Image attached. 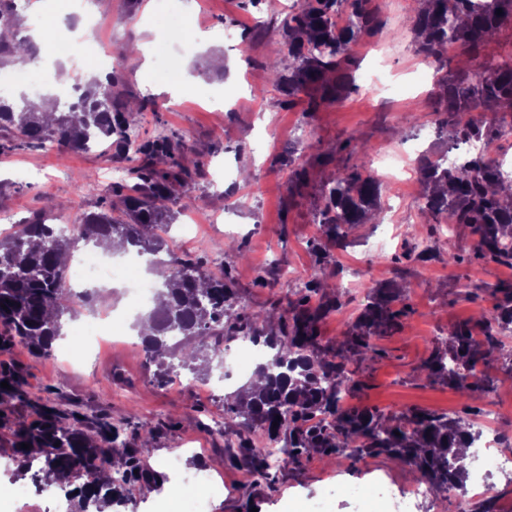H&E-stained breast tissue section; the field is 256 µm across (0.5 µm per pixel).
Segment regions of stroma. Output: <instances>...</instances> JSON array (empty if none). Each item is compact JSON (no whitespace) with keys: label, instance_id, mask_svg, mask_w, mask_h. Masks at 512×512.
Masks as SVG:
<instances>
[{"label":"stroma","instance_id":"stroma-1","mask_svg":"<svg viewBox=\"0 0 512 512\" xmlns=\"http://www.w3.org/2000/svg\"><path fill=\"white\" fill-rule=\"evenodd\" d=\"M199 2L194 10L186 0H172L185 29L205 30L204 39L188 44L162 35L163 19L151 17L154 0H93L76 12L68 0H40L39 7L51 19L69 13L74 23L101 17L87 56L107 44L118 50L140 45L138 54L100 74L118 75L123 97L148 101L134 120L139 141L180 138L202 163L188 187L198 212L192 218L178 215L173 223L176 252L190 254L212 272L228 270L237 304L248 313L285 312L307 282L320 279L340 303L319 324L330 344L342 340L371 301L363 279L341 285L344 263L361 260L378 283L399 289L408 314L399 330L374 338L375 353L354 363L362 387L351 395L350 405L386 418L406 410L460 419L488 415L501 432L512 433V364L506 359H486L481 375L492 387L469 396L428 379L423 369L437 339L447 338L454 325L466 322L474 334L482 333L483 317L496 303L492 291L512 282V266L476 257V237L463 224L456 225L453 238L440 242V256L418 260L413 247L432 232L421 211L425 192L418 179L401 186L382 181L375 219L344 226L342 245L327 238L322 226L327 184L338 169L369 173L379 154L408 148L422 132L432 157L445 153L452 141L435 123L438 76L424 69L417 51L411 29L414 0H374L376 24L349 45V78L341 99L316 112L308 111L303 96L287 103L270 81L268 65L281 56L277 27L285 9H269L265 0L256 5L250 0ZM255 16L263 17V30L253 28ZM229 26L238 32L231 44L224 39ZM123 153L117 142L83 151L0 137V210L22 221L50 204L76 218L118 200L131 167ZM226 168L236 174V182L214 185L216 174ZM92 176L99 186L85 191ZM391 221L400 235L386 251L374 250L380 226ZM227 241L234 251H222ZM446 251L460 255V263L443 260ZM93 292L91 305L75 318H63L64 335L93 321L95 312L133 305L118 279L94 286ZM135 335L131 329L126 337H109L98 353L79 351L68 362L33 355L17 343L0 347V365L19 373L26 394L25 400L0 406V512L74 508L54 484L39 496L14 494L32 479L19 471L15 434L36 420L38 404L106 420L128 441L144 427L153 429L152 449L142 465L161 485L130 486L128 503L113 506L112 512H193L194 494L179 489L165 465L175 454L185 467L208 469L216 479L209 512H391L372 492L375 477L387 476L399 485L420 480L419 472L394 457L350 449L329 456L311 450L298 462L271 468L269 478L253 474L239 462L238 436L214 428L225 397L235 395L246 376L222 384L219 370L209 371L208 379L218 383L213 394L188 382L158 385L153 365L131 343Z\"/></svg>","mask_w":512,"mask_h":512}]
</instances>
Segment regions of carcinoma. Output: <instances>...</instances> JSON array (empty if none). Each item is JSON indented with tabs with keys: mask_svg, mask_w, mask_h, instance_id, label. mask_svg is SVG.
<instances>
[{
	"mask_svg": "<svg viewBox=\"0 0 512 512\" xmlns=\"http://www.w3.org/2000/svg\"><path fill=\"white\" fill-rule=\"evenodd\" d=\"M371 0H349L348 23L339 26L337 17L343 0H304L295 12L280 22L288 57L294 63L283 72L279 63L270 65L273 86L292 99L311 87L321 96L308 101L315 112L340 99L344 82L342 63L349 42L371 30L375 15ZM412 28L420 37L419 53L444 68L443 49L461 43L475 53L512 16V0H423ZM502 14H497V10ZM0 67L22 51L35 57L37 48L29 39H16L10 14V0H0ZM437 110L438 124L461 142L488 140L493 132L465 119V114L493 103H512V58L485 63L472 72L442 76ZM115 82L82 89L69 111L51 123L28 108L20 112L0 102V132L33 146L61 142L71 149L89 150L111 139L123 144L127 158L139 165L132 168L135 182L126 185L121 199L123 217L112 208L85 212L62 236L52 225L58 214L43 210L32 218L10 226L0 235V342L15 340L37 355L51 353L52 344L62 336V318L77 311L70 288L68 269L78 243L106 247L114 241L124 249L170 255L166 266L174 268L157 292L167 300L154 303L148 312L152 334L141 339L146 358L156 366L154 378L165 384L172 374L171 341L180 346L194 341L197 349L183 358L181 366L196 374L198 359L206 364L221 358V340L248 336L263 343L272 356L258 373L265 385L237 392L224 411L240 419L241 432L259 429L269 443L284 441L298 456L307 448L325 455L354 448L359 453H385L414 467L435 489L459 487L465 479L457 465L455 448L466 441L467 432L459 422L433 412L402 411L384 419L378 414L344 404V397L359 390L361 382L349 364L374 351L371 338L401 326L405 309H394L398 295L391 288L377 286L372 301L360 312L340 345L322 344L319 323L338 307L320 295L321 285L310 281L303 296L288 314L280 316L277 330L266 331L265 320L257 314L233 311L237 294L226 274H214L170 246L169 232L177 212L188 207L187 187L200 163L189 158L183 141L161 136L137 143L129 135L127 112H142L147 105L130 106L114 91ZM171 159V166L158 170L154 160ZM424 183L432 188L425 196L424 214L433 223L447 211L455 222L468 225L478 236L476 252L498 263L512 264V207L505 208L502 194L512 196V182L501 179L497 161L483 155L464 157L448 168L425 156L419 161ZM380 184L353 168L339 173L328 183V204L324 223L336 243L343 240L346 224H362L378 204ZM319 296L310 305L311 295ZM496 304L485 319L484 336H474L471 327L458 324L445 345L437 346L424 364L427 377L438 379L469 394L485 389L475 375V365L494 354L512 360V347L499 333L512 327V285L493 290ZM0 394L23 398L22 380L11 371H0ZM37 419L17 434L15 447L27 465L37 455L45 457L44 472L69 482L75 472L87 481L70 494L79 500V512L101 509L123 501V485L147 483L150 474L141 468V457L151 451L153 432L148 429L130 443L107 422L81 423L74 415L54 408L36 410ZM30 449L21 448V444ZM243 463L262 475L271 468L267 448H249Z\"/></svg>",
	"mask_w": 512,
	"mask_h": 512,
	"instance_id": "obj_1",
	"label": "carcinoma"
}]
</instances>
